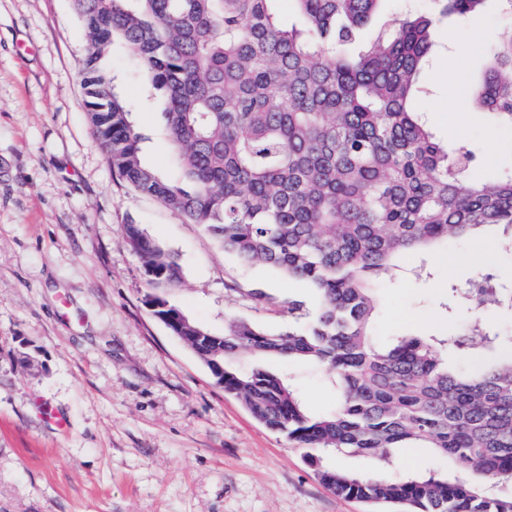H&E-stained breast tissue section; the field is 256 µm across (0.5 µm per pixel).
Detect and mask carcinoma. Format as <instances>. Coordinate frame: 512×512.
I'll return each mask as SVG.
<instances>
[{
  "instance_id": "carcinoma-1",
  "label": "carcinoma",
  "mask_w": 512,
  "mask_h": 512,
  "mask_svg": "<svg viewBox=\"0 0 512 512\" xmlns=\"http://www.w3.org/2000/svg\"><path fill=\"white\" fill-rule=\"evenodd\" d=\"M386 0H72L88 40L83 85L93 135L112 170L184 214L225 252L309 288L288 301L297 327L238 320L215 335L170 304L171 330L220 386L285 435L332 493L400 512H512V332L479 318L430 336L375 339L378 280L450 237L493 233L512 255V170L467 176L478 155L440 142L413 109L440 15L485 0H431L433 12L380 19ZM121 39L159 105L177 178L147 165L131 111L102 66ZM475 108L512 131V30L489 51ZM129 248L155 281L180 283L178 257L138 224ZM462 306L512 312V289L486 272ZM495 352L490 366L448 357ZM277 358L323 373L336 403L316 414ZM427 448L440 469L364 476L314 454L388 460Z\"/></svg>"
}]
</instances>
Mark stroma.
<instances>
[{
    "label": "stroma",
    "mask_w": 512,
    "mask_h": 512,
    "mask_svg": "<svg viewBox=\"0 0 512 512\" xmlns=\"http://www.w3.org/2000/svg\"><path fill=\"white\" fill-rule=\"evenodd\" d=\"M512 15L495 0L466 21H438L428 92L414 107L439 140L465 137L481 156L472 177L512 168V131L475 111L487 50ZM85 29L70 0H0V512H365L327 491L304 449L255 420L152 314L167 294L215 334L247 320L284 329L255 305L311 293L225 253L199 225L143 195L110 168L85 106ZM143 135L145 162L172 171L158 112L138 109L137 64L122 45L107 62ZM134 222L176 252L180 284L152 282L130 251ZM423 280L384 278L375 334H435L472 313L441 306L491 270L512 284V257L449 239ZM426 449L393 463L343 454L335 464L398 477Z\"/></svg>",
    "instance_id": "1"
}]
</instances>
